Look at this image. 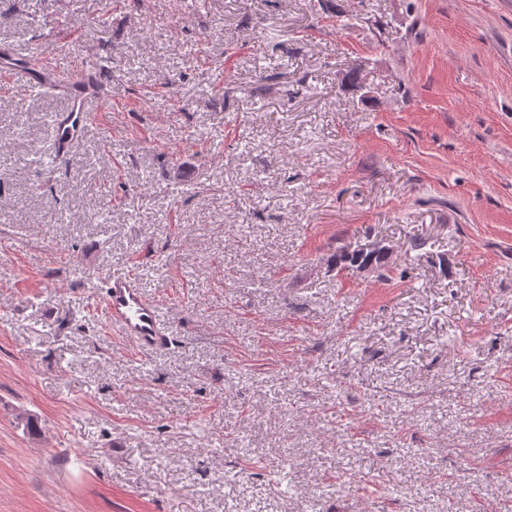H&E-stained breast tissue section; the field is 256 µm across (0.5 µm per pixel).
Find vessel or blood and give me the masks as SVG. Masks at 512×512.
<instances>
[{
	"mask_svg": "<svg viewBox=\"0 0 512 512\" xmlns=\"http://www.w3.org/2000/svg\"><path fill=\"white\" fill-rule=\"evenodd\" d=\"M0 69L24 78L32 86L52 87L58 68L47 60L38 67L27 68L23 58L0 56ZM67 111L55 113L52 127L59 151H66L88 126L94 110V85L85 78L74 79L66 88ZM104 313L109 325L117 329L142 352L156 351L168 343L166 327L158 301L148 299L137 276L113 273L105 279Z\"/></svg>",
	"mask_w": 512,
	"mask_h": 512,
	"instance_id": "vessel-or-blood-1",
	"label": "vessel or blood"
}]
</instances>
